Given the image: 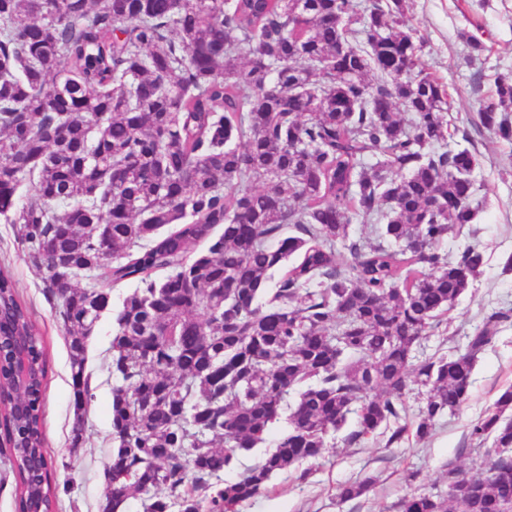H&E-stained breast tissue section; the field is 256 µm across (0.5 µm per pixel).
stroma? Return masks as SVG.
<instances>
[{
    "instance_id": "obj_1",
    "label": "stroma",
    "mask_w": 512,
    "mask_h": 512,
    "mask_svg": "<svg viewBox=\"0 0 512 512\" xmlns=\"http://www.w3.org/2000/svg\"><path fill=\"white\" fill-rule=\"evenodd\" d=\"M407 32L423 41L419 65L445 89L448 121L455 135L449 148H466L478 159L473 177L485 202L478 212L475 236L448 241L454 250L472 244L486 253L482 274L455 300L442 325L422 340L417 352L448 355L464 350L469 336L492 311L512 310V142L478 128L480 100L494 87L496 76L512 77V0H404ZM484 52L472 56L470 37ZM19 227L0 219V267L14 279L30 308L49 355L45 391V446L59 488L56 512H98L107 491L106 465L112 450L109 407L112 399V313H105L89 339L87 368L93 399L88 408L84 441L71 445L69 359L55 311L44 294L43 274L30 265L18 244ZM512 385V321L502 323L491 347L479 355L468 400L454 413L435 421L422 442L386 445L384 437L362 445L345 441L346 429L329 433L319 460L277 474L267 489L240 512H396L407 494L447 495V463L469 474L485 471L489 458L471 440L472 424ZM373 478L365 495L347 503L336 498L338 485Z\"/></svg>"
}]
</instances>
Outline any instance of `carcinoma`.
Segmentation results:
<instances>
[{
  "label": "carcinoma",
  "mask_w": 512,
  "mask_h": 512,
  "mask_svg": "<svg viewBox=\"0 0 512 512\" xmlns=\"http://www.w3.org/2000/svg\"><path fill=\"white\" fill-rule=\"evenodd\" d=\"M402 2L0 0V217L20 225L64 333L74 447L93 398L87 341L112 288L134 285L112 329L100 512L130 498L143 512H239L273 475L321 457L351 416L349 442L382 431L390 447L424 440L466 400L478 354L512 315L491 312L452 357L415 360L485 252L443 249L475 234L477 159L435 149L451 136L445 91L398 29ZM336 14L346 28L326 21ZM510 112L512 78H499L479 126L511 141ZM354 222L375 241L351 237ZM57 254L81 269L63 288ZM18 337L27 410L5 428L19 508L52 512L45 343L0 269V339ZM412 386L424 389L414 419ZM296 389L274 449L221 479ZM470 435L497 449L488 475L450 462L447 496H407L399 512L512 510V387Z\"/></svg>",
  "instance_id": "obj_1"
}]
</instances>
